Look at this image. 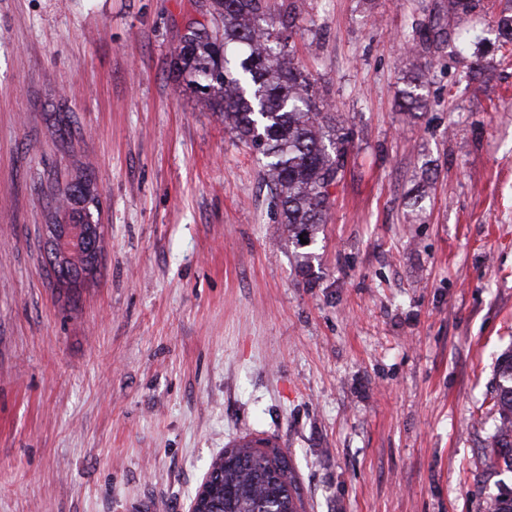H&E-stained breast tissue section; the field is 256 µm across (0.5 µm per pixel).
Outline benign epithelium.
Returning <instances> with one entry per match:
<instances>
[{
	"label": "benign epithelium",
	"instance_id": "benign-epithelium-1",
	"mask_svg": "<svg viewBox=\"0 0 512 512\" xmlns=\"http://www.w3.org/2000/svg\"><path fill=\"white\" fill-rule=\"evenodd\" d=\"M101 224H46L43 226L47 252L56 279L79 288L100 269Z\"/></svg>",
	"mask_w": 512,
	"mask_h": 512
}]
</instances>
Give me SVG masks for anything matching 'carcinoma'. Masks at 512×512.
Returning a JSON list of instances; mask_svg holds the SVG:
<instances>
[{
    "label": "carcinoma",
    "instance_id": "carcinoma-1",
    "mask_svg": "<svg viewBox=\"0 0 512 512\" xmlns=\"http://www.w3.org/2000/svg\"><path fill=\"white\" fill-rule=\"evenodd\" d=\"M477 0H448L460 19ZM211 25L190 33L172 54L174 70L202 89L205 105L224 118L236 137L265 158L264 180L292 239L312 241L325 223L328 188L337 183L349 138L317 102L309 74L292 61L290 40L299 29L292 10L271 13L269 0H213ZM418 44L442 45L437 23L416 31ZM425 74L401 91L403 104L422 109ZM56 212L71 221L69 189L59 192ZM499 382L490 414L488 466L512 469V350L497 359ZM210 484L208 512H303V500L288 455L280 448L242 445L224 449ZM486 512H512V494L486 501Z\"/></svg>",
    "mask_w": 512,
    "mask_h": 512
}]
</instances>
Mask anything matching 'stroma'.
I'll return each instance as SVG.
<instances>
[{"label":"stroma","mask_w":512,"mask_h":512,"mask_svg":"<svg viewBox=\"0 0 512 512\" xmlns=\"http://www.w3.org/2000/svg\"><path fill=\"white\" fill-rule=\"evenodd\" d=\"M210 0H0V512H188L235 437L305 512H484L512 347V43L480 0H271L351 144L307 248L259 153L172 72ZM426 75L427 107L399 92ZM90 181L101 271H45L55 183ZM497 373L499 382L490 408L493 429L488 438L486 459L491 468L503 463L512 469V350L499 355Z\"/></svg>","instance_id":"stroma-1"}]
</instances>
